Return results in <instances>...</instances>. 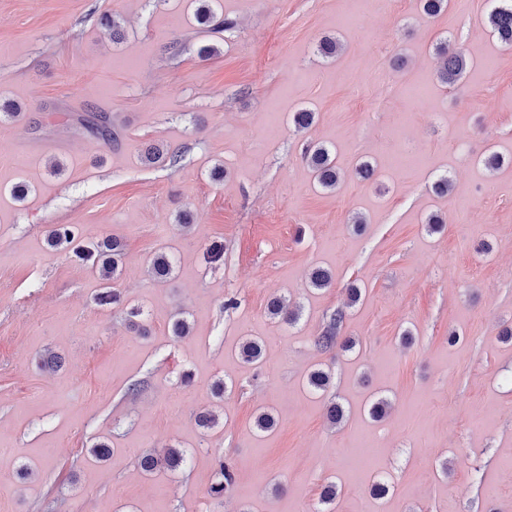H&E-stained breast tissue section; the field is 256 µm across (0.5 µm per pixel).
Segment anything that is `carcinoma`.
Here are the masks:
<instances>
[{
	"label": "carcinoma",
	"mask_w": 512,
	"mask_h": 512,
	"mask_svg": "<svg viewBox=\"0 0 512 512\" xmlns=\"http://www.w3.org/2000/svg\"><path fill=\"white\" fill-rule=\"evenodd\" d=\"M197 8V21L214 30L229 31L235 27V22L219 15L212 6L213 0H200ZM493 6L488 14V23L498 39L505 45L512 46V0H492ZM343 49V44L336 37L324 36L318 42V53L324 58H334ZM435 52L439 57L438 78L445 86H455L465 74L469 57L466 49L447 40L436 44ZM77 128L92 139L108 145L116 141V134L112 128L109 116L100 112L89 111L77 118ZM144 163L151 165L159 162H168L175 166L180 163L182 155L177 151H165L157 146H149L141 155ZM303 160L312 171L317 184L324 190L333 191L344 178V173L336 166L332 150L323 143H310L306 146ZM50 246L63 250L69 257L83 264L89 265L98 271L99 277L104 281V287L95 295V302L99 306H112L121 309L126 326L140 336L147 334L146 327L141 323L143 311L138 305L125 302L121 292L110 286L117 275L123 259V246L114 236H107L102 240L90 243L82 242L75 235L70 224H57L52 227L48 235ZM173 263L170 257L161 252L156 254L150 262L148 273L155 281H165L171 277ZM333 274L324 268L312 271L308 286L315 290H323L333 286ZM267 315L280 323L292 325L299 319V309L291 308L284 297H273L267 303ZM346 319L344 308L336 309L329 317L327 324L319 336L315 338V346L322 352H328L335 347L350 350L354 341L350 338L340 339L339 333ZM169 327L171 336L182 340L191 335V326L183 313L172 315ZM264 342L259 338L245 339L239 348L241 360L248 364H258L262 360ZM331 384L330 372L321 367L311 370L307 376V385L316 391H325ZM186 461L184 450L175 446L164 448L161 451H148L139 457V466L145 473H152L159 468L169 470L179 469ZM235 480L232 468L219 463L211 474L208 486L209 496L218 499L230 489ZM338 487L334 482L322 486L319 494L317 512H334Z\"/></svg>",
	"instance_id": "obj_1"
}]
</instances>
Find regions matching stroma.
Listing matches in <instances>:
<instances>
[{
	"label": "stroma",
	"instance_id": "35a3bbf8",
	"mask_svg": "<svg viewBox=\"0 0 512 512\" xmlns=\"http://www.w3.org/2000/svg\"><path fill=\"white\" fill-rule=\"evenodd\" d=\"M490 7L449 0L430 18L419 0H218L236 26L213 33L196 0H0V108L24 112L0 123V512H308L327 481L336 512H512V342L500 337L512 326V166L484 165L512 157V47ZM105 12L120 39L98 25ZM325 35L344 44L327 61L315 52ZM444 37L469 56L453 87L437 77ZM212 43L218 54L200 59ZM303 109L315 122L297 132L288 119ZM90 110L111 116L117 145L76 130ZM310 140L334 151L335 192L302 159ZM152 143L181 162L142 163ZM361 158L371 181L352 174ZM442 175L454 182L444 197L432 191ZM57 224L120 237L115 286L143 307L147 337L95 304L97 271L47 242ZM214 241L220 267L203 258ZM158 252L175 263L164 283L147 273ZM317 267L331 288H309ZM281 293L301 307L295 325L266 312ZM340 307L356 345L318 351ZM178 309L192 325L181 341L169 330ZM248 336L266 343L261 364L238 356ZM48 351L57 371L38 367ZM318 366L332 375L324 393L307 385ZM221 379L232 391L219 403ZM380 395L391 409L377 423L367 410ZM332 400L346 411L336 427ZM211 409L220 425L198 427ZM263 410L276 417L267 432L254 426ZM365 437L378 447L362 462ZM100 441L113 449L105 463L88 452ZM169 445L186 450L184 469L142 474L139 455ZM220 460L236 481L214 500ZM380 479L381 499L369 492Z\"/></svg>",
	"mask_w": 512,
	"mask_h": 512
}]
</instances>
